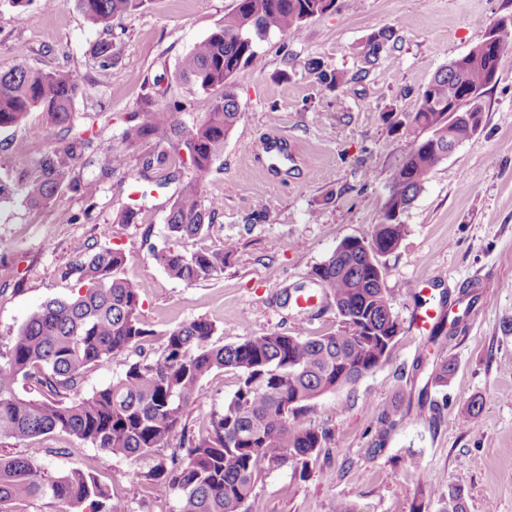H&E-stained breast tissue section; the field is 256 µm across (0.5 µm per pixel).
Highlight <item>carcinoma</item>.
I'll return each mask as SVG.
<instances>
[{"label":"carcinoma","mask_w":512,"mask_h":512,"mask_svg":"<svg viewBox=\"0 0 512 512\" xmlns=\"http://www.w3.org/2000/svg\"><path fill=\"white\" fill-rule=\"evenodd\" d=\"M147 0H75L88 23L105 34L95 46L102 69L117 57L112 23L145 6ZM336 0H237L224 24L196 42L180 59L178 75L188 91L212 95L201 121L186 122L179 100L128 113L122 139L134 146L148 139L168 142L173 155L145 153L139 175L163 188L176 179L175 165L192 175L180 182L166 218L168 237L177 242L205 234L219 207L205 201V178L224 154V142L240 119L232 82L237 72L260 61L259 45L270 33L297 35L304 23L330 11ZM381 28L367 36L359 54L372 63L391 41ZM512 40L494 53L476 43L439 69L422 90L407 121L409 140L391 182L371 238L343 240L313 271V282L333 298L338 325L324 336H292L273 331L236 344L218 345L216 325L197 318L165 332L154 356L127 362L125 372L91 393L82 390L93 368L143 350L155 335L142 318L141 286L125 276L130 255L104 247L80 255L62 275L75 278L77 292L34 309L0 353V439L28 440L65 433L114 457L137 461L178 443V450L145 475L153 495L180 494L177 512H249V502L265 468L302 462L323 447L326 436L303 426L308 402L353 384L384 363L400 332L385 288L381 258L404 237L402 216L430 173L450 151L475 136L482 125L481 99L498 79ZM307 70L333 91L346 81L338 70L312 59ZM78 85L65 69L45 71L19 63L0 72V130L20 126L39 111L49 127L66 132L44 153L36 172L15 171L13 182L34 206L50 204L64 188L86 193L76 163L89 167V153L103 151L93 137L69 136ZM236 246L189 254L174 248L152 251L173 279L188 285L224 273ZM463 316L438 322L430 340L458 330ZM216 370L233 373L237 389L209 415L205 430L188 436L184 415L202 380ZM39 394L35 399L19 388ZM49 496L63 512H122L96 467L86 464L53 473L25 457L0 456V506Z\"/></svg>","instance_id":"cac0c4a2"}]
</instances>
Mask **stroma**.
I'll return each mask as SVG.
<instances>
[{"label": "stroma", "mask_w": 512, "mask_h": 512, "mask_svg": "<svg viewBox=\"0 0 512 512\" xmlns=\"http://www.w3.org/2000/svg\"><path fill=\"white\" fill-rule=\"evenodd\" d=\"M235 0H148L145 9L115 20L118 59L100 69L93 47L100 32L70 0L56 10H19L0 0V71L18 61L72 72L79 92L73 126L102 132L125 152L126 168L98 177L90 194L71 190L43 207L23 193L0 199V255L13 264L0 278V352L29 313L54 298L71 297L75 282L62 271L80 252L120 247L131 255L125 273L141 286L142 315L154 331L146 353L159 350L172 326L204 317L218 343L234 344L272 331L319 336L336 330L333 300L318 295L314 268L347 238L370 237L403 155L404 140L390 118L416 110L433 75L465 54L490 23L512 17V0H336L335 8L304 25L300 35H270L260 64L233 79L241 117L224 143V156L207 177L204 196L220 212L201 237L177 244L167 237V194L137 176L136 153L120 134L127 113L161 98L184 102L183 120L202 119L208 94L188 92L176 78L182 55L221 25ZM397 42L366 64L357 49L380 27ZM318 59L351 79L323 90L305 64ZM480 132L457 146L430 174L404 217L405 236L385 257V286L400 323L386 362L357 382L310 404L307 423L326 432L306 465L263 472L250 512H444L449 488L461 490L466 512H512V51L499 79L482 97ZM23 138L26 157L0 151V178L33 169L53 147L56 132L40 113L0 130V142ZM142 206L137 223L114 214ZM260 221H251L255 207ZM237 250L221 276L188 285L172 279L150 248L186 253ZM494 281L477 289L467 320L452 337L431 342L411 318L421 301L409 282L425 280L438 314L476 276ZM313 297L307 309L296 289ZM456 372L447 385L431 384L437 361ZM427 388L434 412L417 407ZM236 389L232 373L205 377L185 422L203 429L211 412ZM479 410H471V402ZM393 410L395 425L379 438V414ZM169 449L131 462L56 433L0 440V455L26 457L55 472L94 464L126 512H176L179 493L155 498L145 474Z\"/></svg>", "instance_id": "35a3bbf8"}]
</instances>
